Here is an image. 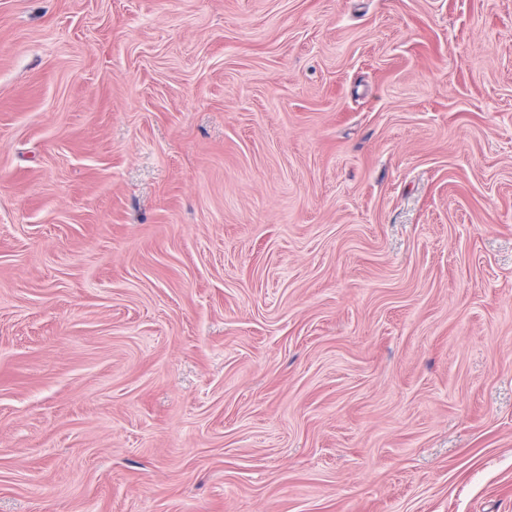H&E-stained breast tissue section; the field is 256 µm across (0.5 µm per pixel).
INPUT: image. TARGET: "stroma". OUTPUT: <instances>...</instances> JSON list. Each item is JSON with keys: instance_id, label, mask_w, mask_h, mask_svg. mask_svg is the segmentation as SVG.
<instances>
[{"instance_id": "35a3bbf8", "label": "stroma", "mask_w": 512, "mask_h": 512, "mask_svg": "<svg viewBox=\"0 0 512 512\" xmlns=\"http://www.w3.org/2000/svg\"><path fill=\"white\" fill-rule=\"evenodd\" d=\"M0 512H512V0H0Z\"/></svg>"}]
</instances>
